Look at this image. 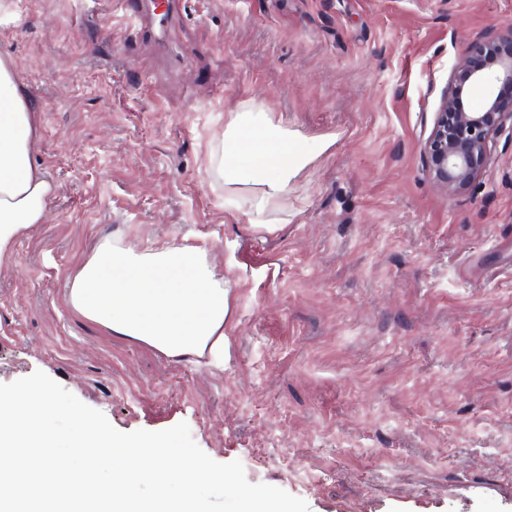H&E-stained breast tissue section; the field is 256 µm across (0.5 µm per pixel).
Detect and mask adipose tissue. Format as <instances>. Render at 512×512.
Here are the masks:
<instances>
[{
	"label": "adipose tissue",
	"mask_w": 512,
	"mask_h": 512,
	"mask_svg": "<svg viewBox=\"0 0 512 512\" xmlns=\"http://www.w3.org/2000/svg\"><path fill=\"white\" fill-rule=\"evenodd\" d=\"M40 140L17 66L0 56V261L13 239L45 223L57 186L31 161ZM307 140L265 112H228L220 153L210 160L225 185L259 191L263 212L287 197L294 177L312 159ZM205 241L142 245L101 236L68 276V307L114 336L130 338L178 361L224 358L229 311L224 279L215 272Z\"/></svg>",
	"instance_id": "adipose-tissue-1"
}]
</instances>
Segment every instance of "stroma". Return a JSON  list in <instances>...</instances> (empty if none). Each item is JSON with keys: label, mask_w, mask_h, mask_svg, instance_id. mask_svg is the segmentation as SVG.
Here are the masks:
<instances>
[{"label": "stroma", "mask_w": 512, "mask_h": 512, "mask_svg": "<svg viewBox=\"0 0 512 512\" xmlns=\"http://www.w3.org/2000/svg\"><path fill=\"white\" fill-rule=\"evenodd\" d=\"M185 2L161 48L111 0H17L0 28L58 186L0 264V384L43 371L122 432L187 423L310 512H512V134L454 198L421 157L454 64L512 27V0ZM245 110L317 150L270 231L209 163ZM105 234L213 243L223 368L66 306Z\"/></svg>", "instance_id": "1"}]
</instances>
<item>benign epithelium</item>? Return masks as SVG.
<instances>
[{
  "mask_svg": "<svg viewBox=\"0 0 512 512\" xmlns=\"http://www.w3.org/2000/svg\"><path fill=\"white\" fill-rule=\"evenodd\" d=\"M483 91L480 110L472 91ZM512 129V29L472 40L454 65L422 154L437 185L453 198L486 171L494 139Z\"/></svg>",
  "mask_w": 512,
  "mask_h": 512,
  "instance_id": "benign-epithelium-1",
  "label": "benign epithelium"
}]
</instances>
